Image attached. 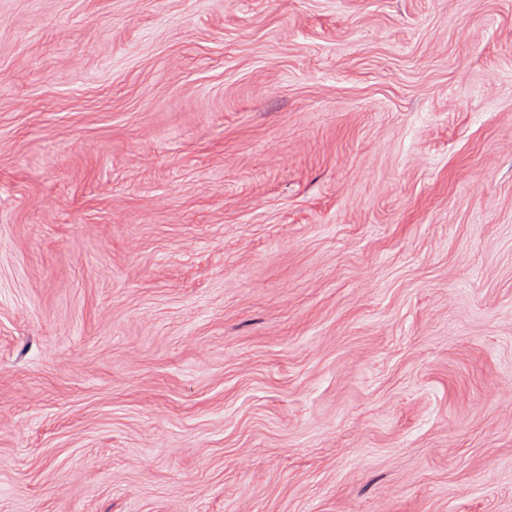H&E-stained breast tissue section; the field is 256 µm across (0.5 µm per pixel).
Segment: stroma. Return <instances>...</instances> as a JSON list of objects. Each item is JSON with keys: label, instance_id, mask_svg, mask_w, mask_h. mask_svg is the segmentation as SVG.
<instances>
[{"label": "stroma", "instance_id": "35a3bbf8", "mask_svg": "<svg viewBox=\"0 0 512 512\" xmlns=\"http://www.w3.org/2000/svg\"><path fill=\"white\" fill-rule=\"evenodd\" d=\"M0 512H512V0H0Z\"/></svg>", "mask_w": 512, "mask_h": 512}]
</instances>
